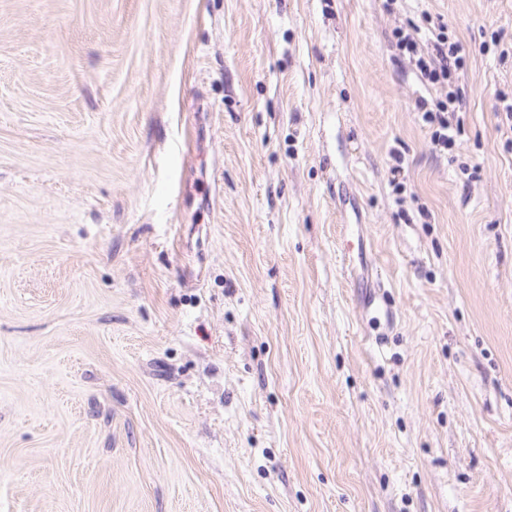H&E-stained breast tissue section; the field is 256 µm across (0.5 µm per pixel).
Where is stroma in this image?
<instances>
[{"instance_id": "stroma-1", "label": "stroma", "mask_w": 512, "mask_h": 512, "mask_svg": "<svg viewBox=\"0 0 512 512\" xmlns=\"http://www.w3.org/2000/svg\"><path fill=\"white\" fill-rule=\"evenodd\" d=\"M510 47L512 0H0V512H512ZM431 37L424 44L413 32L396 28L392 32L395 58L407 64L425 88L440 91V95L427 98L418 96L414 111L419 112L422 122L431 129V142L438 151L448 154L459 146L465 128L456 113L461 111L463 97L458 81L466 64V48L462 41L449 34L448 25L437 23Z\"/></svg>"}]
</instances>
